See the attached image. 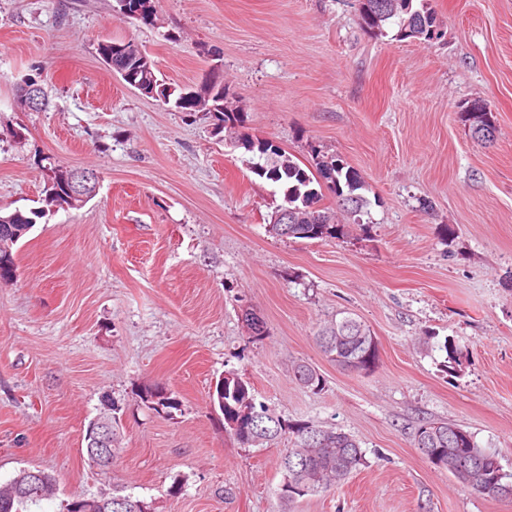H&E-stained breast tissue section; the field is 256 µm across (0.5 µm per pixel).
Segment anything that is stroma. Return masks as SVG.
Listing matches in <instances>:
<instances>
[{"label":"stroma","mask_w":512,"mask_h":512,"mask_svg":"<svg viewBox=\"0 0 512 512\" xmlns=\"http://www.w3.org/2000/svg\"><path fill=\"white\" fill-rule=\"evenodd\" d=\"M353 2L157 0L143 24L116 0H0V211L40 207L51 164L99 174L92 199L14 245L15 277L0 282V485L37 468L58 486L30 512L115 487L156 512H279L288 443L244 448L225 432L209 393L227 371L282 419L360 441L364 465L290 512H512V498L469 492L414 445L419 421L455 422L512 473V0H432V45L364 31ZM128 39L172 86L223 73L249 133L301 166L316 147L357 171L360 213L323 198L350 234H274L283 192L254 174L259 155L124 83L97 46ZM30 76L45 110L17 101ZM478 99L489 144L463 116ZM340 312L373 332L372 373L316 344ZM300 361L321 389L294 379ZM158 383L178 410L141 401ZM106 394L119 451L104 472L84 434Z\"/></svg>","instance_id":"1"}]
</instances>
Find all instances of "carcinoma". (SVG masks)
<instances>
[{"label":"carcinoma","instance_id":"cac0c4a2","mask_svg":"<svg viewBox=\"0 0 512 512\" xmlns=\"http://www.w3.org/2000/svg\"><path fill=\"white\" fill-rule=\"evenodd\" d=\"M130 5L121 4L119 10L124 17L144 24L155 18L154 0H129ZM359 24L367 32L384 34L387 25L398 26L397 36L403 39H416L434 43V29L441 26L436 10L430 0H356ZM98 54L113 72L120 74L130 70V65L112 56V42L98 44ZM146 69V78L141 73L131 77L141 83V93L158 100L170 101L168 85L160 80L151 60L141 64ZM175 105L183 112L201 113L206 118L224 122V129L231 130L243 143L246 152H258L266 160L259 164L254 173L261 178L278 182L283 187V203L277 210L302 209L301 223L288 225V237L294 239L326 240L336 239L345 234V225L336 223L334 211L320 204L322 192L315 188L320 180H325L326 189L333 192L342 203L355 205L362 202L354 192L362 188L359 174L345 168L333 157L316 158L315 170L302 168L282 149L271 142L260 140L245 131L243 113L228 106L224 78L216 75L200 86L183 88L175 100ZM466 119L470 122L475 138L486 140V131L495 128L492 113L486 103L474 100L467 106ZM59 185L44 188L43 206L33 210L16 209L0 215V228L23 232L36 219L62 208L63 197L57 191ZM322 353L337 366L368 374L378 362V346L370 329L352 316L332 319L324 324L315 336ZM295 379L310 389L322 386V376L306 363L294 366ZM151 388L140 392V399L152 410L162 406L165 412L179 407L178 399L168 394L163 400L154 402L148 399ZM240 420L245 434L236 437L237 442L247 448H266L284 438L288 448L284 449L279 461L283 481L294 483L303 489V494L330 490L344 481L364 465V455L360 444L352 435L336 428H325L308 422L285 421L271 413L262 404L255 402L253 388L242 377L231 380L224 390V421ZM415 447L435 468L445 470L459 484L474 494L501 498L499 486L505 482L512 484V473L499 479L503 466L498 455L480 447L471 432L462 426L445 421H425L418 425L414 433ZM125 500L123 512H141L143 500L130 494L123 495L116 490L108 495H92L85 498V512H110L105 507L111 498ZM40 503L38 499L26 498L10 481L0 488V512H27L31 505Z\"/></svg>","mask_w":512,"mask_h":512}]
</instances>
